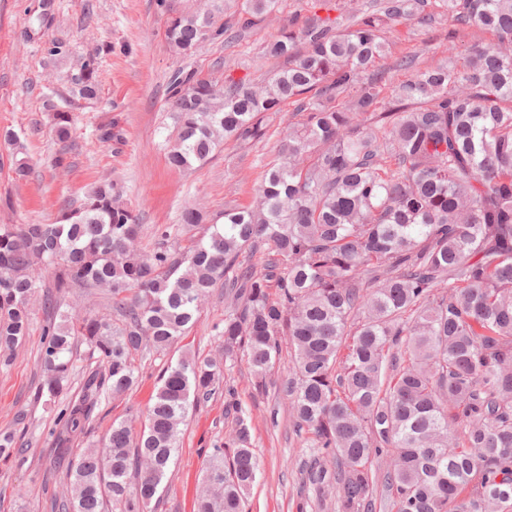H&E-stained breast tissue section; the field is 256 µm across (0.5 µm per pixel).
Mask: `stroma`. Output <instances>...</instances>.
I'll list each match as a JSON object with an SVG mask.
<instances>
[{
	"label": "stroma",
	"mask_w": 512,
	"mask_h": 512,
	"mask_svg": "<svg viewBox=\"0 0 512 512\" xmlns=\"http://www.w3.org/2000/svg\"><path fill=\"white\" fill-rule=\"evenodd\" d=\"M312 0H281L280 9L264 23L245 31L237 41L204 42L194 56L171 55L165 31L168 14L158 0H0V134L18 135L30 165L25 178L14 173L13 149L0 141V224H53L63 209L79 207L98 180L109 178L121 187L143 224L142 245H155L153 228L177 224L185 208L200 205L209 222H221L224 206L249 204L266 170L277 163V145L285 127L295 122L293 105H285L267 139L243 150L226 142L209 162L178 171L166 159V137L172 121L166 110L167 81L178 67L223 78L262 80L277 63L264 48L288 21H304ZM495 44V36L477 27L454 26L446 16L429 27L410 21L397 25L388 67L394 57H415L425 67L448 56V41ZM65 51L50 54L52 41ZM112 47L102 56L96 97L75 95L68 81L77 61L101 45ZM70 113L73 128L60 142L54 116ZM118 120L124 130L119 144L98 141L96 129ZM65 154L68 165L56 167ZM33 325L8 366H0V434L24 435L29 446L22 457L0 461V512H51V502L67 494L56 471L53 434L60 426L54 412L34 403L41 379L39 300H32ZM224 319V290L212 288L191 330L162 354L135 359L140 385L96 408L94 419L71 446L82 451L101 445L113 421H128L133 431L144 425L145 412L158 377L167 363L184 356L221 359L224 349L214 326ZM224 379L234 385L254 427L253 449L261 471L248 495L249 512H315L299 489L296 463L302 440L292 431L288 403L273 388L257 395L245 359L226 365ZM25 415L17 424V415ZM234 417L215 395L190 411L181 427L180 447L161 488L157 512H193L202 470L214 445L228 439Z\"/></svg>",
	"instance_id": "stroma-1"
}]
</instances>
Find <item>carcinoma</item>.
Returning a JSON list of instances; mask_svg holds the SVG:
<instances>
[{
  "instance_id": "obj_1",
  "label": "carcinoma",
  "mask_w": 512,
  "mask_h": 512,
  "mask_svg": "<svg viewBox=\"0 0 512 512\" xmlns=\"http://www.w3.org/2000/svg\"><path fill=\"white\" fill-rule=\"evenodd\" d=\"M433 2L456 24L512 44V0ZM316 3L327 15L282 28L265 50L281 66L260 82L226 75L220 87L183 68L169 76L167 162L176 170L207 162L226 140L245 150L263 141L282 107L296 104L279 163L251 204L225 205L224 223L171 247L206 221L203 207L188 208L182 223L155 227L158 247L145 252L140 215L101 181L59 224H0L3 362L29 335L38 294L50 316L34 399L52 406L72 374L82 377L57 412L55 453L69 487L58 512H105L110 501L156 512L180 425L221 391L235 426L213 448L194 512H246L261 462L251 421L212 359L167 365L140 433L114 421L103 449L68 448L102 396L138 386L133 354L169 349L220 281L224 363L246 357L258 394L288 339L293 372L281 394L294 431L306 434L300 469L318 503L372 512L373 463L384 457L392 512H512V55L450 40L446 63L396 59L410 76L395 84L378 60L395 24L435 21L428 0H369L347 14L336 0ZM277 4H167L166 39L190 57L207 40L238 37L225 15L248 29ZM98 70V55L83 58L73 91L94 97ZM55 120L67 141L72 116ZM97 138L119 143L123 132L110 121ZM76 287L103 288L110 302L56 319ZM80 342L94 366H77ZM22 447L1 436L0 459Z\"/></svg>"
}]
</instances>
